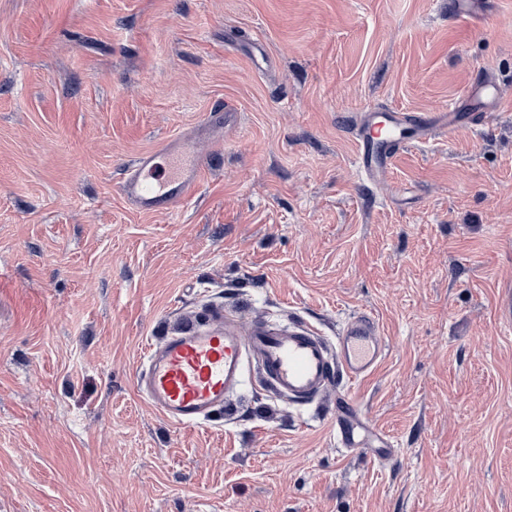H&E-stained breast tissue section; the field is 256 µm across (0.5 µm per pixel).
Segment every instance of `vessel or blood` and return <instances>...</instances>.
I'll list each match as a JSON object with an SVG mask.
<instances>
[{
    "label": "vessel or blood",
    "instance_id": "vessel-or-blood-1",
    "mask_svg": "<svg viewBox=\"0 0 512 512\" xmlns=\"http://www.w3.org/2000/svg\"><path fill=\"white\" fill-rule=\"evenodd\" d=\"M486 5V0H453L448 18L481 17ZM464 104L465 112L452 105L428 119L398 109L381 119L372 112L359 113L352 127L358 172L378 183L387 178L393 159L408 140L428 142L438 130L454 129L464 118L473 127L485 125L500 109L497 81L487 78L468 84ZM205 171L193 140L167 141L159 151L135 160L120 184V194L138 213L166 212L196 194ZM385 351L379 324L367 313L349 317L331 341L309 325H259L246 333L238 316L216 305L206 318L186 321L172 335L145 347L135 390L167 422L198 424L223 408L250 368H257L262 387L303 404L330 393L334 375L351 384L366 380ZM374 434L357 407L338 427L341 447L351 451L359 450Z\"/></svg>",
    "mask_w": 512,
    "mask_h": 512
}]
</instances>
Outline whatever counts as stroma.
I'll return each mask as SVG.
<instances>
[{
	"label": "stroma",
	"mask_w": 512,
	"mask_h": 512,
	"mask_svg": "<svg viewBox=\"0 0 512 512\" xmlns=\"http://www.w3.org/2000/svg\"><path fill=\"white\" fill-rule=\"evenodd\" d=\"M0 0V512H512V0ZM481 129L357 175L361 112ZM210 171L173 212L129 164L212 110ZM335 336L372 314L364 382L315 404L255 383L199 425L137 395L147 341L212 305ZM349 394L393 448L336 440ZM486 5H491V3L486 0H454L449 10L448 19L457 21L465 18H480L484 14Z\"/></svg>",
	"instance_id": "obj_1"
}]
</instances>
